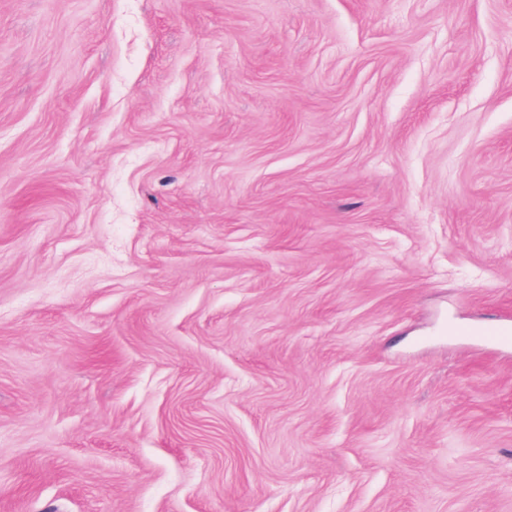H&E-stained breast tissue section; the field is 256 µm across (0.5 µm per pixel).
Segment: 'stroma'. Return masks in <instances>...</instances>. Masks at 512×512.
<instances>
[{"label": "stroma", "mask_w": 512, "mask_h": 512, "mask_svg": "<svg viewBox=\"0 0 512 512\" xmlns=\"http://www.w3.org/2000/svg\"><path fill=\"white\" fill-rule=\"evenodd\" d=\"M512 0H0V512H512Z\"/></svg>", "instance_id": "1"}]
</instances>
